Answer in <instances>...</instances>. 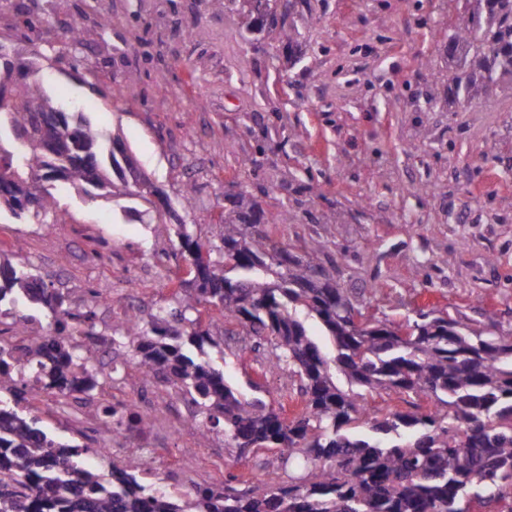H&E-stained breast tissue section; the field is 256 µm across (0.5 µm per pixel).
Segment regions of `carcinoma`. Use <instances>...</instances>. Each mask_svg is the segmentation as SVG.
Segmentation results:
<instances>
[{
  "label": "carcinoma",
  "mask_w": 512,
  "mask_h": 512,
  "mask_svg": "<svg viewBox=\"0 0 512 512\" xmlns=\"http://www.w3.org/2000/svg\"><path fill=\"white\" fill-rule=\"evenodd\" d=\"M239 16L245 31L265 32L288 45V63L302 61L294 48L296 18L311 0H263L257 15L250 0H215ZM114 23L110 13L86 25L74 19L67 30L83 45L103 38ZM448 95L462 107L489 99L497 87L512 94V0H478L450 17ZM44 54L28 62L0 56V210L18 220L46 223L57 215L56 192L72 187L92 199L128 195L152 204V181L129 174L117 158L118 140L104 138L82 113L68 112L39 77ZM257 198L240 190L220 216V244L199 261L201 244L188 225L174 233L177 260L189 268L173 304L144 318L131 313L112 351H124L110 369L97 350L57 343L45 354L47 337L25 348L26 364L45 386L66 385L90 401L97 383L122 380L124 364L137 363L143 381L160 379L188 398L192 421L224 435V447L242 458L267 448L283 455L288 472L272 473L264 486H241L232 473L224 481L187 492H158L145 475L154 472L143 448L129 461L112 460L90 470L79 458L91 449L62 442L30 412L0 409V512H467L469 504L512 501V330L493 319L474 326L433 311L407 318L410 335L376 319L354 325V307L341 279L326 273L319 242L291 260L256 226L264 216ZM21 304L47 311L50 326L72 336L96 335V312L76 308L45 284L31 266H14L0 256V315ZM214 307L224 321L203 323L201 308ZM317 317L335 344L327 358L311 339L297 309ZM268 345V362L299 381L300 409L281 417L259 397L224 378L205 359L184 352L208 343L224 345L225 323ZM0 346V391L24 377ZM346 379L347 387L336 383ZM395 394L429 399L431 408L404 412L369 399ZM105 435L150 423L130 401L88 410Z\"/></svg>",
  "instance_id": "cac0c4a2"
}]
</instances>
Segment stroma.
<instances>
[{
	"label": "stroma",
	"instance_id": "stroma-1",
	"mask_svg": "<svg viewBox=\"0 0 512 512\" xmlns=\"http://www.w3.org/2000/svg\"><path fill=\"white\" fill-rule=\"evenodd\" d=\"M103 9L121 25L78 55L50 54L40 76L69 111L89 107L204 243L218 244L217 216L244 189L266 211L290 210L293 223L269 225L271 239L321 241L324 267L339 268L352 302L376 318L440 310L512 329V97L465 112L425 109L426 90L448 71L447 0H320L318 22L298 23L307 51L292 68L273 60L266 36L244 43L237 14L209 0H66L49 22L36 9L26 25L0 18V43L25 59L57 41L77 12L92 21ZM248 156L258 164L246 170ZM423 181L431 193H413ZM188 183L196 192L187 210ZM130 205L123 195L68 190L59 196L65 223L0 214V252L13 264L35 266L77 305L91 288L111 294V306L96 308L93 347L131 312L169 305L185 276L170 257L178 241L154 209L130 215ZM208 354L234 386L257 384L267 404L293 416L296 379L253 339L228 336ZM112 391L150 405L159 479L178 460L193 463L198 483L231 472L258 486L281 465L267 450L239 458L220 433L185 422L169 384H142L130 369ZM27 397L58 440L89 433L79 402L33 389Z\"/></svg>",
	"mask_w": 512,
	"mask_h": 512
}]
</instances>
